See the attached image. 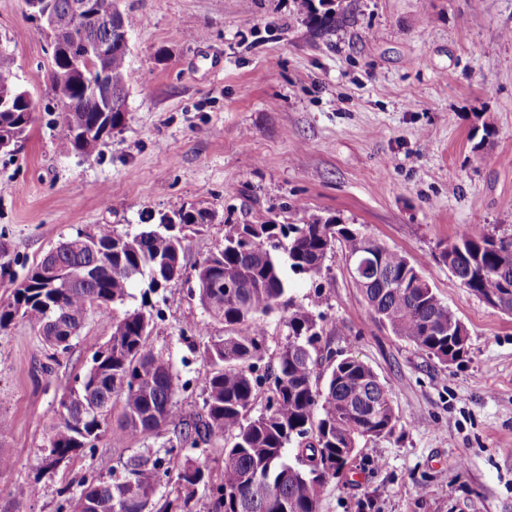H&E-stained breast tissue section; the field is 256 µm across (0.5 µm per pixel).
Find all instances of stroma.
Masks as SVG:
<instances>
[{"mask_svg": "<svg viewBox=\"0 0 512 512\" xmlns=\"http://www.w3.org/2000/svg\"><path fill=\"white\" fill-rule=\"evenodd\" d=\"M352 22L318 39L292 0H118L129 35L126 120L89 157L63 154L48 40L23 0H0V54L36 104L14 153H0V299L75 229L137 232L203 204L193 269L228 224H352L412 260L466 326L462 360L441 365L375 321L344 252L321 277L285 271L287 293L321 292L325 340L368 363L399 417L361 443L321 512H512V315L464 288L439 259L463 234L512 229V0H341ZM498 129L484 137V126ZM178 282L152 297V339L200 402L189 344L223 334ZM205 336H198V328ZM112 326L90 312L55 357L22 320L0 331V512H56L87 475L120 476L138 452L102 439L38 477L52 410ZM26 484L15 501L11 491Z\"/></svg>", "mask_w": 512, "mask_h": 512, "instance_id": "obj_1", "label": "stroma"}]
</instances>
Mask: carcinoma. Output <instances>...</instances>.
Returning <instances> with one entry per match:
<instances>
[{
    "mask_svg": "<svg viewBox=\"0 0 512 512\" xmlns=\"http://www.w3.org/2000/svg\"><path fill=\"white\" fill-rule=\"evenodd\" d=\"M297 14L318 37L348 26L350 16L333 0H293ZM323 9H318V6ZM56 34L73 24L70 0H51ZM88 38L105 41L100 19L85 22ZM89 66L104 73L110 97L97 101L83 79L55 73L51 91L64 114L63 153L89 156L112 137L126 117L128 44L112 38V55ZM20 90L12 68L0 60V90ZM35 117L26 105L0 110V132L21 141ZM167 215L131 234L112 224L79 230L50 249L28 272V285L0 300V331L21 319L56 354L66 353L92 309L111 315L112 347L99 348L88 370L53 410L50 452L72 459L93 450L108 434L120 407V428L141 445L123 464L122 475H90L63 496L57 512H320L329 485L345 470L348 454L363 440L394 433L399 417L389 390L371 366L355 356L335 358L322 346L324 327L314 291L308 302L286 297L277 251L289 268L315 277L340 247L348 257H381V270L356 283L374 315L391 332L446 365L466 347L448 334L454 316L422 272V263L367 235L352 224H226L224 238L194 268V295L204 312L224 324V335L189 347L204 366L198 410L185 415L178 397L185 386L170 355L152 340L149 295L175 285L173 270L186 275L183 255L188 234L213 223L215 212L202 205ZM455 276L480 298L494 296L512 313V239L473 231L440 253ZM57 266L69 286L39 279ZM226 287H210L211 277ZM139 283L141 304L117 314L114 306ZM277 314L284 339L269 352L265 317ZM267 360L263 373L256 364ZM263 405H258L260 395ZM161 445H156L159 438ZM221 448L220 481L212 478L209 453ZM294 456H287V449Z\"/></svg>",
    "mask_w": 512,
    "mask_h": 512,
    "instance_id": "carcinoma-1",
    "label": "carcinoma"
}]
</instances>
